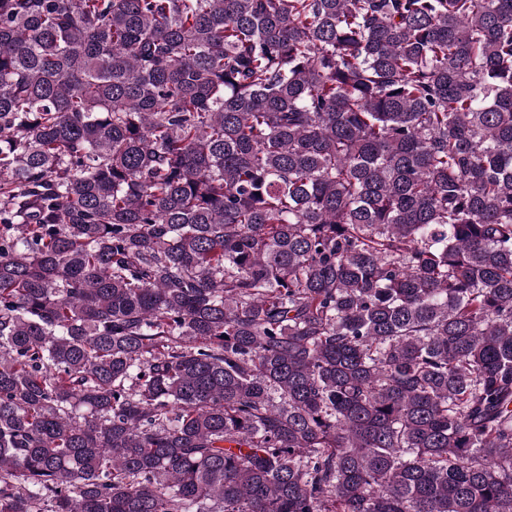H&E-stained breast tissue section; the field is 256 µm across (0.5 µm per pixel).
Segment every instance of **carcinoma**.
<instances>
[{
  "instance_id": "carcinoma-1",
  "label": "carcinoma",
  "mask_w": 512,
  "mask_h": 512,
  "mask_svg": "<svg viewBox=\"0 0 512 512\" xmlns=\"http://www.w3.org/2000/svg\"><path fill=\"white\" fill-rule=\"evenodd\" d=\"M0 512H512V0H0Z\"/></svg>"
}]
</instances>
